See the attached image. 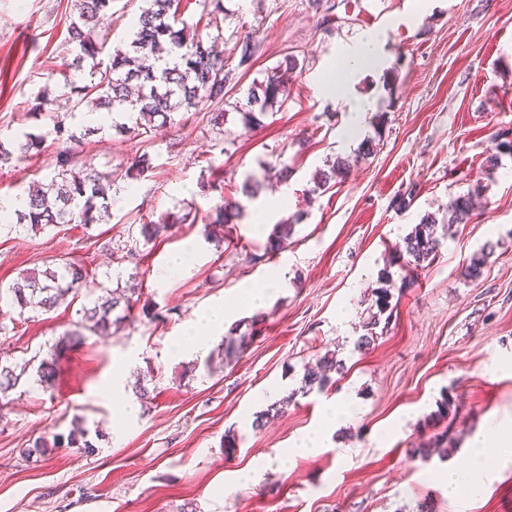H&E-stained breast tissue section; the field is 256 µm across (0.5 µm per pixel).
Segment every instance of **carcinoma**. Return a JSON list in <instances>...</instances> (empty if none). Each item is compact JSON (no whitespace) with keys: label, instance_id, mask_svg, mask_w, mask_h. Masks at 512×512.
<instances>
[{"label":"carcinoma","instance_id":"obj_1","mask_svg":"<svg viewBox=\"0 0 512 512\" xmlns=\"http://www.w3.org/2000/svg\"><path fill=\"white\" fill-rule=\"evenodd\" d=\"M129 43L113 49L108 62L98 59L103 53L109 32L101 21L112 17V0H73L76 16L68 27V45L72 47L76 62L86 66V82L74 87L78 96L75 105L89 100L96 108L116 112L127 118L116 126L127 128L132 122L138 134L150 135L165 126L175 124V116L182 110L196 109L208 104L216 108L214 124L224 120L226 107H231L244 125L257 122V115L281 109L288 101L287 72L299 66L298 58L290 54L285 65L266 69L263 79L247 89L246 104L230 102L237 91V81L232 70L226 68L224 58L203 41L198 29L189 25L179 13L181 0H143ZM206 26L220 29L224 21V0H208ZM311 6L321 13V24L325 31L333 29L337 8L332 0H311ZM43 142V136L25 133L16 138L11 148L0 143V163H7L14 156H24ZM58 173L49 183L33 180L24 190L23 206L14 210L16 223L44 228L56 224H99L109 216L112 200V179L103 176L90 163L76 168L72 159L62 154ZM350 172V164L338 158L327 168L316 172L310 194H322L342 182ZM473 193L450 198L447 220L438 222L434 215L424 217L414 225L396 246L398 258L407 267L417 268L435 259L442 246V239L450 235L455 224L469 219ZM197 214L187 210L180 216L161 214L139 225L143 244H156L166 237L171 223H195ZM304 213L296 212L287 219L273 225L262 253L249 254V263L258 264L279 252L291 238ZM495 246L485 244L465 269V276L476 280L482 268L494 254ZM89 269L76 262H64L42 271H24L14 283L0 289V303L5 302L18 310L19 316L27 312H50L60 301L76 294L87 283ZM139 272L128 274L126 286L116 289H101V294L84 311L83 329L68 330L49 347L45 355L37 360H28L18 365L0 359V400L9 396L20 384L25 370L32 369L33 381L42 388L52 387L56 368L61 356L84 341L83 331L98 336L112 333L129 322L134 309L141 307L142 314L153 320L159 316L149 301L142 300V289L138 288ZM396 283L387 272L378 278V287L373 289L374 307L364 323V334L355 345L365 350L378 338L377 329L388 327L392 312V290ZM251 337L246 335L224 337L218 345L217 361L234 359L245 351ZM345 365L336 355L327 351L315 358L314 366L304 369L301 392L323 391L330 382V374H341ZM89 431L81 424L72 427L68 435L56 434L48 440L38 437L32 446L23 450L25 459L41 458L48 449L79 448L87 454L95 452L88 439Z\"/></svg>","mask_w":512,"mask_h":512}]
</instances>
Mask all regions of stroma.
<instances>
[{
  "instance_id": "35a3bbf8",
  "label": "stroma",
  "mask_w": 512,
  "mask_h": 512,
  "mask_svg": "<svg viewBox=\"0 0 512 512\" xmlns=\"http://www.w3.org/2000/svg\"><path fill=\"white\" fill-rule=\"evenodd\" d=\"M224 8L222 39L211 28L202 36L218 41L233 69L252 34L257 53L240 88L287 55L303 59L286 105L249 128L228 113L219 131L202 105L149 137L109 124L88 132L82 110L67 108L71 85L81 82L68 68L71 0H0V143L28 132L44 138L40 150L0 166V197L22 191L33 176H53L67 151L115 181L105 223L0 227V288L21 271L66 261L94 275L51 312L21 320L0 307L7 328L0 349L17 363L47 349L80 321L88 295L116 287L136 267L159 313L111 336L87 335L64 353L53 387L29 382L0 402V512H512V461L498 463L490 482L470 463L476 433L512 427V153H501L496 168L484 163L497 134L512 131V0H433L419 11L413 0H342L331 35L308 0H224ZM364 31L384 33L388 57L403 54L404 66L396 91L379 74L356 91L387 113L384 133L369 122L346 142L350 115L319 92L317 80ZM44 89L54 110L36 107ZM58 124L65 136L56 135ZM71 132L81 142L68 140ZM299 136L308 144L288 180L265 176L264 165ZM367 139L379 146L359 155ZM218 140L223 153L209 155ZM144 154L151 169L129 174ZM338 156L353 161L348 178L309 196L313 173ZM249 175L261 184L254 200L239 191ZM478 182L477 206L430 264L410 273L393 261L396 243L424 215L443 217L450 197ZM410 188V207L396 210L394 199ZM279 194L287 201L274 220L299 210L305 218L270 263L249 264L247 253L266 243L252 214ZM224 197L238 201L242 214L220 244L206 226ZM188 206L196 223L174 224L160 244L128 258L142 218ZM188 241L193 259L169 271L170 254ZM489 242L495 252L481 278L465 279L463 269ZM274 271L284 286L251 300L246 287L264 286ZM385 271L412 284L394 292L388 328L360 352L368 291ZM218 305L228 309V327L252 340L239 359L210 373L207 350L177 351L172 343ZM327 350L346 373L333 374L323 392L299 394L305 363ZM139 373L148 390L142 399L132 389ZM116 375L125 389L106 398ZM448 397L455 405L439 417ZM285 398L284 413L253 428L257 415ZM347 399L353 418L331 425V406ZM129 403L137 409L131 418L123 412ZM78 421L95 453L64 447L36 463L23 457L37 437L67 433ZM443 431L452 439L449 455L411 458V448ZM228 433L236 438L230 450ZM319 434L327 448L294 453L301 439ZM450 469L473 490L448 498L439 476Z\"/></svg>"
}]
</instances>
